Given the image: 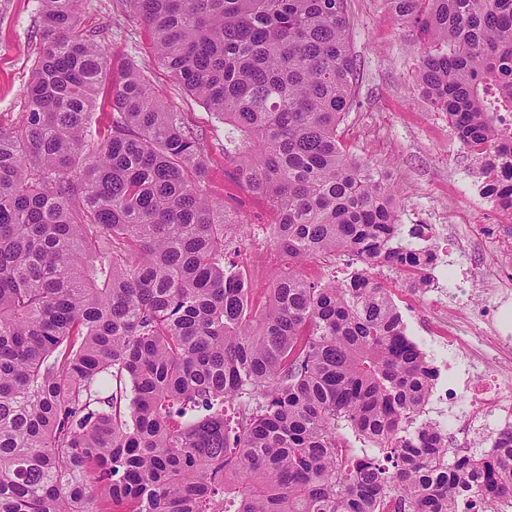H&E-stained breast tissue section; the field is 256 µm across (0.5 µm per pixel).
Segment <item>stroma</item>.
<instances>
[{
    "mask_svg": "<svg viewBox=\"0 0 512 512\" xmlns=\"http://www.w3.org/2000/svg\"><path fill=\"white\" fill-rule=\"evenodd\" d=\"M348 5L360 77L356 105L340 123L339 138L350 154L370 159L388 174L402 229L447 225L449 237L464 242L466 262L482 267L494 241L474 236L472 228L492 218L470 195L468 149L449 128L447 115L434 110L417 89L416 32L396 22L384 0H348ZM39 9V0H0V125L5 127L15 126L24 110L26 86L43 40ZM79 25L107 27L106 47L116 65L137 66L156 94L202 133L209 165L205 191L216 199L243 200L238 218L250 226L249 237L227 260L245 268L255 297H264L283 258L267 235L273 216L266 201L229 174L223 122L158 64L151 32L127 0H83ZM373 274L398 307L407 335L429 351L439 320L436 289L409 301L397 270L383 266Z\"/></svg>",
    "mask_w": 512,
    "mask_h": 512,
    "instance_id": "1",
    "label": "stroma"
}]
</instances>
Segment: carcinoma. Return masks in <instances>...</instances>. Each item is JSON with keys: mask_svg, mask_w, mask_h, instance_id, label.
<instances>
[{"mask_svg": "<svg viewBox=\"0 0 512 512\" xmlns=\"http://www.w3.org/2000/svg\"><path fill=\"white\" fill-rule=\"evenodd\" d=\"M157 59L228 128L231 173L275 216L265 302L224 262L203 137L133 65L113 79L81 0L0 127V512H481L512 502V430L448 456L421 419L436 371L386 264L428 285L395 197L337 128L358 73L347 0H127ZM418 86L486 172L512 156V0H385ZM109 86L106 120L94 118ZM347 255L343 283L305 262Z\"/></svg>", "mask_w": 512, "mask_h": 512, "instance_id": "carcinoma-1", "label": "carcinoma"}]
</instances>
